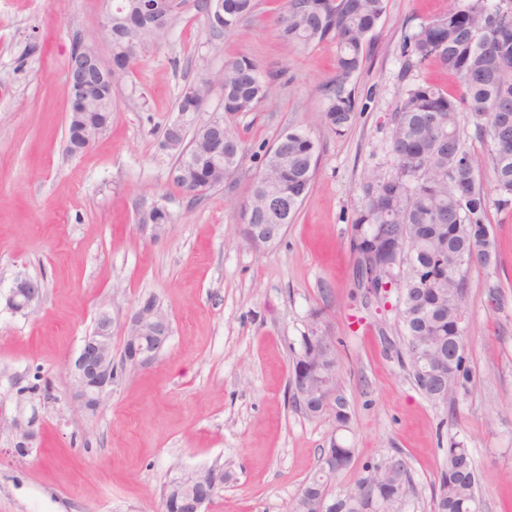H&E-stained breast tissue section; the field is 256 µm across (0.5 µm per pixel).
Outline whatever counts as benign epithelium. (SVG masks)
<instances>
[{
  "label": "benign epithelium",
  "mask_w": 512,
  "mask_h": 512,
  "mask_svg": "<svg viewBox=\"0 0 512 512\" xmlns=\"http://www.w3.org/2000/svg\"><path fill=\"white\" fill-rule=\"evenodd\" d=\"M67 85L74 88L77 98L69 100L71 111L79 112L94 100L95 88L104 81L112 80V62L105 60L96 49L79 46L70 53L67 69ZM282 224H246L245 238L267 246L278 242ZM400 249L373 240L359 257L358 281L369 292L374 285L392 286L391 278L400 264ZM42 294L40 284L32 277L19 274L10 287L6 305L15 312L34 308ZM107 312L98 313L92 330L83 337L78 354L70 367V383L73 398L85 414H94L102 406L108 391L118 378V367L112 360V327L119 325L126 351L122 362L137 369L155 361L166 347L172 330L168 314L157 304L144 300L116 320L106 318ZM453 352L448 358L431 363L426 379L432 390L441 394L447 379L448 362L456 359ZM215 497V489L200 488L187 505L192 512H207Z\"/></svg>",
  "instance_id": "benign-epithelium-1"
}]
</instances>
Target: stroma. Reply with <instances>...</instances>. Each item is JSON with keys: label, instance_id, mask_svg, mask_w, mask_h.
I'll return each mask as SVG.
<instances>
[{"label": "stroma", "instance_id": "35a3bbf8", "mask_svg": "<svg viewBox=\"0 0 512 512\" xmlns=\"http://www.w3.org/2000/svg\"><path fill=\"white\" fill-rule=\"evenodd\" d=\"M285 2L258 0L235 30L217 33L187 0L166 39L115 85L108 126L72 154L67 61L78 43L108 54L103 0H0V512H161L176 470L216 463L227 478L210 512H287L336 442L358 448L336 493L397 448L416 512H431L451 416L475 460L482 512H512V206L489 211L497 263L469 271L470 381L452 407L429 401L387 353V343H403L398 292L366 297L349 245L368 176L394 169L388 137L401 91L430 81L464 93L438 67L407 66L406 36L448 0H386L346 84L356 120L339 133L319 117L336 46L284 47L276 28ZM240 55L274 75L272 93L232 119L245 141L235 173L191 195L172 181L163 132L179 117L182 89L204 79L213 88L197 123L223 115L218 81ZM291 128L319 145L311 188L281 241L253 248L242 241L239 204ZM156 209L167 216L158 230ZM20 273L44 285L26 315L5 305ZM149 296L171 319L167 346L121 377L96 414L78 411L68 364L98 311L123 314ZM314 327L338 342L344 426L304 413L288 386ZM37 377L52 399L18 403L17 389ZM19 425L34 433L24 457L11 451Z\"/></svg>", "mask_w": 512, "mask_h": 512}]
</instances>
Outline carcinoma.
<instances>
[{"instance_id":"1","label":"carcinoma","mask_w":512,"mask_h":512,"mask_svg":"<svg viewBox=\"0 0 512 512\" xmlns=\"http://www.w3.org/2000/svg\"><path fill=\"white\" fill-rule=\"evenodd\" d=\"M256 0H224V12L206 15L214 32L233 30L251 15ZM386 11V0H288L278 19L279 38L288 47L336 43L337 76L325 89L326 107L321 120L338 132L355 118V102L345 84L357 72L366 45ZM112 12L122 19L115 28L112 61L115 79H121L140 51L166 38L180 13V4L166 0H118ZM410 53L419 67L435 61L459 76L465 87L457 100L431 84H415L402 93L391 116L390 151L396 167L391 174L375 172L365 186V199L354 224L364 235L378 234L389 224L396 231L408 225L400 243L404 253L396 271L401 285L398 319L405 348L387 342L407 368L417 389L429 400L453 404L466 389L469 373L464 358L448 368L446 397L436 399L425 390L417 373L420 353L432 358L439 346L464 347V302L468 293V267L463 258L477 234L489 224L490 197L481 186L480 165L460 131L459 112H468L476 137L488 147L498 204L512 200V0H451L448 10L421 27L412 37ZM224 113L235 116L255 110L267 99L272 81L247 56L225 62L221 79ZM209 92L208 81L186 86L178 112ZM112 115V93L105 90L81 116V124L99 131ZM176 153L173 182L188 191L212 189L229 178L238 164L224 167V176L212 173L209 157L218 151L241 156L244 143L234 124L224 123V142L214 140L207 128L194 130L189 143L170 147ZM317 144L309 133L291 129L265 154L262 170L250 194L240 204L253 224H285L308 194L316 164ZM294 368L312 385L338 375L334 339L317 348L303 337ZM336 470L318 469L302 486L289 512H317L327 496L328 512H368L372 499L389 502L396 512L412 509L413 485L403 464V452L382 456L380 468L363 466L355 486L345 494L332 493L338 476L354 461L356 448L334 445ZM476 466L458 433L448 434V448L438 476L432 512H478Z\"/></svg>"}]
</instances>
